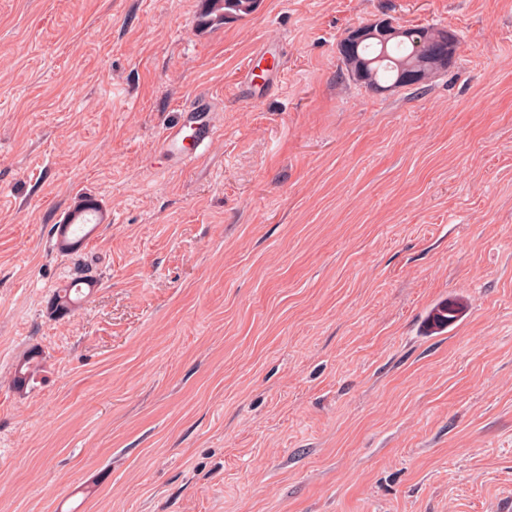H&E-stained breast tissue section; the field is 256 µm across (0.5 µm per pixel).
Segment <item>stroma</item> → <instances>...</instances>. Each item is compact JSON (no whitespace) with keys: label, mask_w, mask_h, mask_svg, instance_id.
Returning <instances> with one entry per match:
<instances>
[{"label":"stroma","mask_w":512,"mask_h":512,"mask_svg":"<svg viewBox=\"0 0 512 512\" xmlns=\"http://www.w3.org/2000/svg\"><path fill=\"white\" fill-rule=\"evenodd\" d=\"M201 8L0 0V512H512V0ZM377 18L450 30L447 70L349 80ZM259 0H203L199 15L201 27L220 26L233 19L253 13ZM216 134L208 112L202 106L186 111L180 123L169 127L163 134V145L169 152L179 150V145L189 139L193 147L189 150H180L182 158L188 162H195L202 153L200 149L209 144ZM99 212H100V210H99L98 205L96 203H94L91 199H82L81 201L78 202V204H76L74 206V208L72 210L68 211V214L65 218L71 220L70 223L69 224H58L57 228H56V231L58 232L59 237H60L59 244H60L61 251L73 252V251L79 249L80 244H81L80 242L85 235L81 236V237L76 236L74 238H70L69 233H70L71 228L73 226H79L78 228L82 229V227H80V225L88 224L89 219L87 217H90V216L94 217L95 219H98V222L96 224H100L101 218L98 215ZM63 225L68 226L66 232H64V233L62 231ZM79 284H85L88 287H92V281L86 277H76L75 280L69 285L67 288H62L58 291L55 296L53 302L54 313L61 315L69 313L74 305L76 304V299H73L71 296V292L73 287L78 286ZM38 352H30L16 364L14 384L18 389L28 386L39 371L40 363L37 360Z\"/></svg>","instance_id":"obj_1"}]
</instances>
